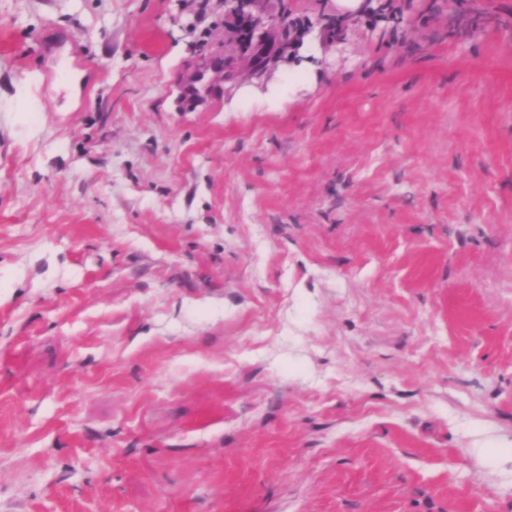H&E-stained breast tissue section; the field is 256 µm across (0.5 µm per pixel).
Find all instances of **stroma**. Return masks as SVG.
Instances as JSON below:
<instances>
[{
	"mask_svg": "<svg viewBox=\"0 0 512 512\" xmlns=\"http://www.w3.org/2000/svg\"><path fill=\"white\" fill-rule=\"evenodd\" d=\"M399 5L0 0V512H512V0ZM255 0H235L232 1L234 5L233 12L247 14L252 22L253 33L256 37H264L266 30L278 21L274 18L265 16L255 9Z\"/></svg>",
	"mask_w": 512,
	"mask_h": 512,
	"instance_id": "stroma-1",
	"label": "stroma"
}]
</instances>
